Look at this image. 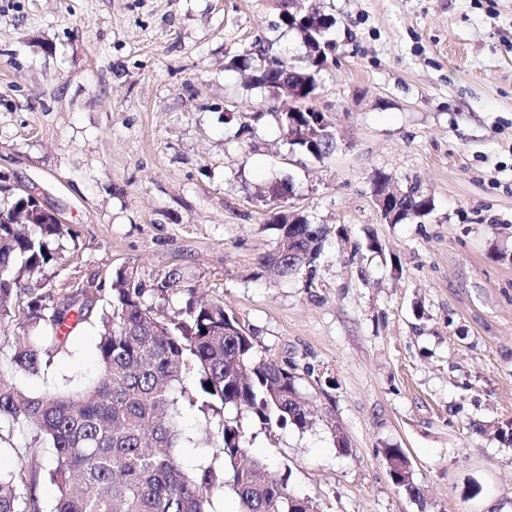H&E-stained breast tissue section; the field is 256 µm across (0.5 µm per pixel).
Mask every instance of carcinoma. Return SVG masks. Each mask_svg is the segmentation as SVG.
<instances>
[{"label":"carcinoma","instance_id":"carcinoma-1","mask_svg":"<svg viewBox=\"0 0 512 512\" xmlns=\"http://www.w3.org/2000/svg\"><path fill=\"white\" fill-rule=\"evenodd\" d=\"M290 7L291 0H279L281 24L306 47L318 43L327 53L334 19L304 25ZM266 52L260 39L230 58L229 66L250 70ZM319 54L308 53L299 64L284 59L281 68L252 77L269 92L268 112L285 136L295 123H312L323 72ZM290 145L315 158L336 151L325 139ZM397 207L400 224L431 213L434 202L413 186ZM3 214L9 223H0V328L15 322L22 336L9 360L0 362V421L26 426L49 445L48 474L58 489L54 512H216L226 486L239 512H317L313 501L300 496L288 506L287 482L248 455L242 415L270 430L303 429L312 412L287 367L256 358L254 336L236 316L218 302L192 298L174 314H163L145 302L142 281L125 268L112 277L110 310H98L97 288H79L59 301L50 291L29 287L25 277L55 260V243L69 228L25 195L0 205ZM276 229L277 249L262 264L282 276L312 267L326 228L301 218ZM93 318L99 371L83 389L32 394L12 382V371L37 373L66 352L70 335ZM184 406L209 415L205 439L222 455V466L183 469L174 449L181 447ZM39 453L36 446L25 449L21 457H30V465L0 473V512H43L34 492Z\"/></svg>","mask_w":512,"mask_h":512}]
</instances>
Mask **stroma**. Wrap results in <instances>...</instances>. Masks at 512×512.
<instances>
[{
  "instance_id": "1",
  "label": "stroma",
  "mask_w": 512,
  "mask_h": 512,
  "mask_svg": "<svg viewBox=\"0 0 512 512\" xmlns=\"http://www.w3.org/2000/svg\"><path fill=\"white\" fill-rule=\"evenodd\" d=\"M335 18L315 105L339 135L291 150L266 89L227 69L262 38L300 58L274 0H0V174L59 211L61 257L29 286L109 300L136 269L146 303L173 313L177 271L287 365L313 424L244 419L250 455L319 512H512V0H297ZM419 184L425 217L383 221L380 178ZM328 236L313 272L281 277L277 206ZM378 248H371V241ZM97 331L74 332L32 393L97 374ZM335 420L348 451L327 426ZM185 469L218 466L205 419L183 408ZM400 448L422 498L396 487Z\"/></svg>"
}]
</instances>
